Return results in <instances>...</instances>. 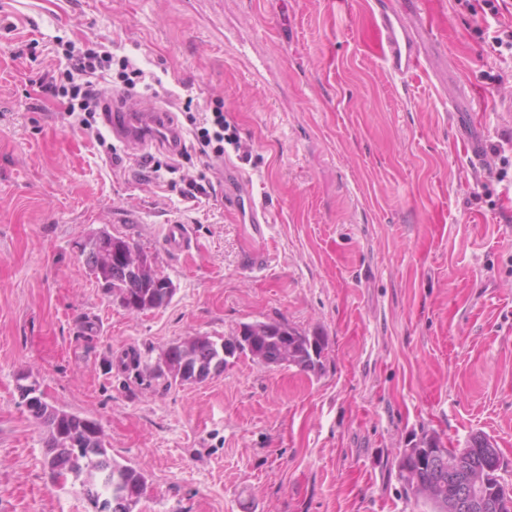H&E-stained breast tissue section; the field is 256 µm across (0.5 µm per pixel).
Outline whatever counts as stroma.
Wrapping results in <instances>:
<instances>
[{
    "instance_id": "35a3bbf8",
    "label": "stroma",
    "mask_w": 512,
    "mask_h": 512,
    "mask_svg": "<svg viewBox=\"0 0 512 512\" xmlns=\"http://www.w3.org/2000/svg\"><path fill=\"white\" fill-rule=\"evenodd\" d=\"M370 2L0 0V512H94L80 485L52 486L43 429L13 396L21 371L141 468L134 512H430L397 479L425 433L450 448L486 434L512 485V184L482 188L512 156V57L446 0L447 46L423 40L426 74L402 87L369 37ZM95 42L161 78L135 111L181 122L177 95L223 103L244 146L226 163L263 201L266 241L225 203V164L180 161L206 174L182 198L142 174L166 151L112 162L42 97L68 45ZM173 221L189 232L178 252L162 240ZM101 229L173 281L167 307L105 293L79 254ZM280 319L326 336L320 374L242 358L170 387L121 369L132 351L151 367L184 337Z\"/></svg>"
}]
</instances>
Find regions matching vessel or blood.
<instances>
[{
	"label": "vessel or blood",
	"mask_w": 512,
	"mask_h": 512,
	"mask_svg": "<svg viewBox=\"0 0 512 512\" xmlns=\"http://www.w3.org/2000/svg\"><path fill=\"white\" fill-rule=\"evenodd\" d=\"M371 15L385 68L400 81L416 76L420 69L421 44L417 30L427 31L437 44H445L447 40L445 0H418V9L411 18L397 9L391 0H375ZM102 119L113 139L131 151H141L154 143L176 153L183 146V138L166 111L133 112L116 97ZM225 171L229 177L228 196L242 223L247 224L251 236L263 237L269 219L263 206L256 201L248 177L230 165Z\"/></svg>",
	"instance_id": "1"
}]
</instances>
